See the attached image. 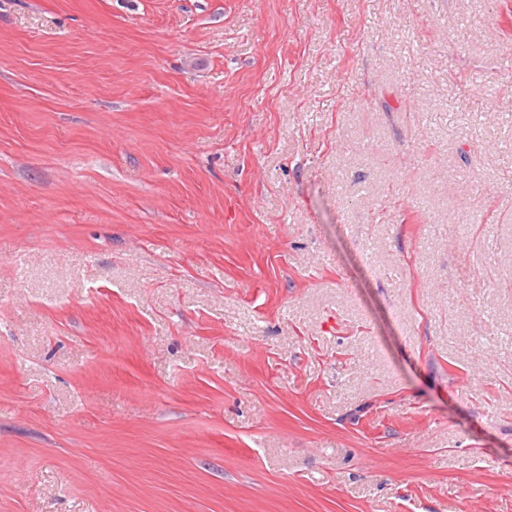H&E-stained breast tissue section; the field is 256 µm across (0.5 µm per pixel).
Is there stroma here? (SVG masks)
Listing matches in <instances>:
<instances>
[{
  "instance_id": "obj_1",
  "label": "stroma",
  "mask_w": 512,
  "mask_h": 512,
  "mask_svg": "<svg viewBox=\"0 0 512 512\" xmlns=\"http://www.w3.org/2000/svg\"><path fill=\"white\" fill-rule=\"evenodd\" d=\"M0 512H512V0H0Z\"/></svg>"
}]
</instances>
